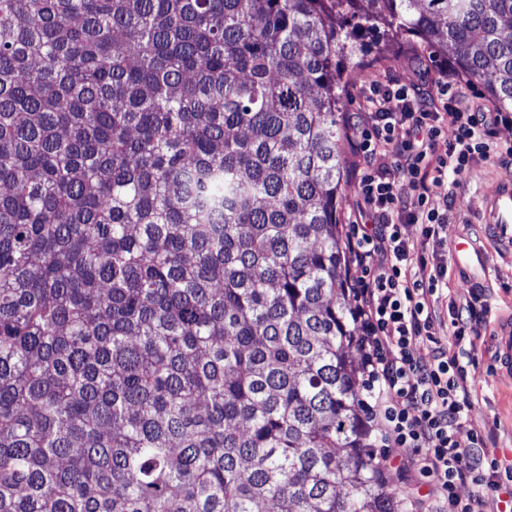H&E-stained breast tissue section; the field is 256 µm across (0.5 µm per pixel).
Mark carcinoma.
I'll return each instance as SVG.
<instances>
[{
    "instance_id": "carcinoma-1",
    "label": "carcinoma",
    "mask_w": 512,
    "mask_h": 512,
    "mask_svg": "<svg viewBox=\"0 0 512 512\" xmlns=\"http://www.w3.org/2000/svg\"><path fill=\"white\" fill-rule=\"evenodd\" d=\"M352 20L512 110V0H0V512H403L337 223Z\"/></svg>"
}]
</instances>
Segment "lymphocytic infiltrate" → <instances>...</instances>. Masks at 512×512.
Listing matches in <instances>:
<instances>
[{"instance_id":"obj_1","label":"lymphocytic infiltrate","mask_w":512,"mask_h":512,"mask_svg":"<svg viewBox=\"0 0 512 512\" xmlns=\"http://www.w3.org/2000/svg\"><path fill=\"white\" fill-rule=\"evenodd\" d=\"M360 97V111L347 119L359 132L351 144L359 165L348 251L364 274L355 312L372 381L371 419L387 447L408 452L409 464L427 479L426 512H512V463L489 457L480 430L459 437L472 407L469 368L476 358L449 353L437 338L442 327L457 340L478 335L482 311L470 299L452 305L449 322H442L430 299L448 282V257L425 253L400 230L416 224L423 241L439 240L455 195L446 193L438 210L430 205L434 190L458 185L475 161L512 164V142L496 138L499 126L512 125V113L497 111L471 84L450 81L445 72L432 78L426 97L382 77ZM448 128V149L438 152ZM421 341L432 345L425 361L414 354ZM465 484L471 492L463 496Z\"/></svg>"}]
</instances>
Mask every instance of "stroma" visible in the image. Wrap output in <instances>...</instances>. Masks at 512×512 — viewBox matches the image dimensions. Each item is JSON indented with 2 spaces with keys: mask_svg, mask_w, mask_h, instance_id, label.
<instances>
[{
  "mask_svg": "<svg viewBox=\"0 0 512 512\" xmlns=\"http://www.w3.org/2000/svg\"><path fill=\"white\" fill-rule=\"evenodd\" d=\"M358 42L361 51L342 62L344 76L338 114L342 120L358 111L360 88L373 74H386L397 82L408 83L417 78L412 59L423 60L433 70L447 61L446 56L414 36L385 44L381 27L375 25L364 28ZM509 176L512 166L480 160L462 176L455 189V207L442 233L448 254V287L436 300L440 315H447L451 303H461L469 297L463 286L466 275L475 276L482 284L481 302L486 313L479 335L458 342L447 335L443 341L452 344L454 351L471 350L476 354L477 363L471 370V423L488 434V453L500 460H512V245L495 240L491 228L480 223L477 207L495 179ZM466 240L486 250L487 266L468 272L460 268L456 246Z\"/></svg>",
  "mask_w": 512,
  "mask_h": 512,
  "instance_id": "obj_1",
  "label": "stroma"
}]
</instances>
